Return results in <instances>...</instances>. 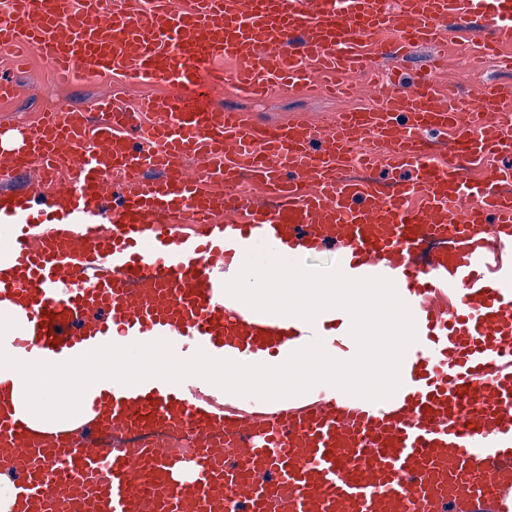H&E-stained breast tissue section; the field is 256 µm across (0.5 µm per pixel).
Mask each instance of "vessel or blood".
<instances>
[{
	"label": "vessel or blood",
	"mask_w": 512,
	"mask_h": 512,
	"mask_svg": "<svg viewBox=\"0 0 512 512\" xmlns=\"http://www.w3.org/2000/svg\"><path fill=\"white\" fill-rule=\"evenodd\" d=\"M456 30L473 59L497 55L512 0H7L0 51L39 53L66 82L113 77L92 106L0 131V318L20 356L83 368L145 349L198 365L229 344L263 358L272 328L225 300L222 274L256 239L301 248L314 286L398 288L422 338L394 409L208 411L190 376L123 368L101 378L111 407L83 434L1 413L0 454L24 451L21 512H512V263L498 260L512 254V167L472 175L512 153V85L465 112L441 56L374 68ZM216 58L237 97L347 95L358 72L377 103L321 135L264 123L207 92L200 69ZM152 82L174 91L122 105ZM448 136L454 159L433 162ZM366 137L376 151L354 154ZM383 161L384 181L342 176ZM33 169L38 188H11ZM224 224L236 237H214ZM329 251L335 267L316 265ZM173 431L195 438L188 454L162 448Z\"/></svg>",
	"instance_id": "obj_1"
}]
</instances>
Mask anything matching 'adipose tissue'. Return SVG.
Segmentation results:
<instances>
[{
    "instance_id": "ef3b65f1",
    "label": "adipose tissue",
    "mask_w": 512,
    "mask_h": 512,
    "mask_svg": "<svg viewBox=\"0 0 512 512\" xmlns=\"http://www.w3.org/2000/svg\"><path fill=\"white\" fill-rule=\"evenodd\" d=\"M303 259L299 250H277L264 242L242 254L225 277V297L270 321L290 349L259 364L242 354L208 361V382L223 388L228 401L276 404L319 391L340 404L354 395L394 399L420 349L408 305L394 289L345 280L314 288L299 279L285 287V272L296 271ZM9 332V325L0 323V367L13 372L11 383L0 388V410L22 413L49 430L78 429L86 421L84 404L102 399L98 376L112 372V364L99 355L91 356V371L24 364L5 341ZM66 384L73 394L64 413L57 393Z\"/></svg>"
}]
</instances>
